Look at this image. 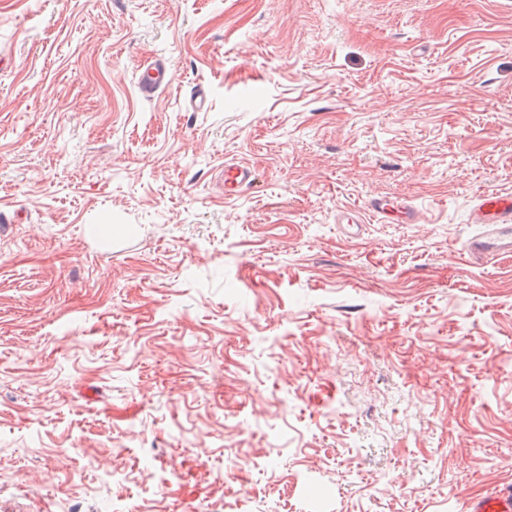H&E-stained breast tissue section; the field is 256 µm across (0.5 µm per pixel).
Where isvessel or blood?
Returning a JSON list of instances; mask_svg holds the SVG:
<instances>
[{
    "label": "vessel or blood",
    "mask_w": 512,
    "mask_h": 512,
    "mask_svg": "<svg viewBox=\"0 0 512 512\" xmlns=\"http://www.w3.org/2000/svg\"><path fill=\"white\" fill-rule=\"evenodd\" d=\"M170 75L165 62L156 60L144 67L139 77V90L143 96H153L169 82ZM250 168L229 165L224 169V193L231 196L251 183ZM370 211L381 220L399 215L402 222L414 223L419 215L415 207L403 200L372 199ZM471 223L480 231L468 243L469 254L482 258L489 256H512V195L484 192L479 194L470 213ZM468 512H512V491L503 490L477 498L470 502Z\"/></svg>",
    "instance_id": "b4317fda"
}]
</instances>
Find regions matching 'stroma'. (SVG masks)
Returning a JSON list of instances; mask_svg holds the SVG:
<instances>
[{
    "mask_svg": "<svg viewBox=\"0 0 512 512\" xmlns=\"http://www.w3.org/2000/svg\"><path fill=\"white\" fill-rule=\"evenodd\" d=\"M228 163L254 173L232 197ZM484 190L512 193V0H0V512L512 488ZM165 62L155 60L142 70L139 77V90L145 97H152L156 91L170 81ZM370 211L380 220L387 221L392 214H398L403 223L412 224L419 218L418 211L405 200L391 201L374 198L369 202Z\"/></svg>",
    "mask_w": 512,
    "mask_h": 512,
    "instance_id": "35a3bbf8",
    "label": "stroma"
}]
</instances>
